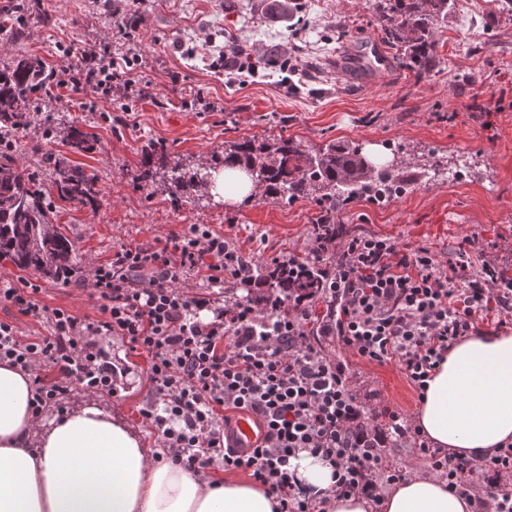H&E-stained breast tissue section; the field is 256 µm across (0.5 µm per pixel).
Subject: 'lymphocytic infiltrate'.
Masks as SVG:
<instances>
[{
	"mask_svg": "<svg viewBox=\"0 0 512 512\" xmlns=\"http://www.w3.org/2000/svg\"><path fill=\"white\" fill-rule=\"evenodd\" d=\"M133 66L127 58L66 73L72 88L89 85L107 94ZM473 245L463 238L460 260L444 266L425 247L411 251L373 235L346 238L341 261L327 272L322 313L292 298L283 314L273 300L259 306L212 296L215 288L248 285L253 261L207 225L193 224L164 245L120 247L92 267L101 311L93 321L39 305V281L0 286L1 304L48 328L47 335L24 340L0 321V361L32 375L38 414L77 390L114 392L115 370L96 339L120 338L150 357L146 377L155 400L142 417L161 434L171 463L194 472L222 463L276 494L280 512H317L290 470L291 458L306 451L333 467L335 493L375 498L407 471L383 466L382 434L371 433L369 412L343 366L311 337L333 336L368 360L396 361L416 390L425 391L448 351L478 333L483 313L497 311L503 326L512 322V277L490 263L473 268L466 259ZM199 271L206 288L189 292L184 276ZM230 410L260 423L255 448L231 445ZM389 426L412 440L473 512H512L511 443L472 461L430 448L420 429L398 415Z\"/></svg>",
	"mask_w": 512,
	"mask_h": 512,
	"instance_id": "lymphocytic-infiltrate-1",
	"label": "lymphocytic infiltrate"
}]
</instances>
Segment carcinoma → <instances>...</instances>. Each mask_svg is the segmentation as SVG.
<instances>
[{
    "mask_svg": "<svg viewBox=\"0 0 512 512\" xmlns=\"http://www.w3.org/2000/svg\"><path fill=\"white\" fill-rule=\"evenodd\" d=\"M449 2L377 0L375 25L383 40L399 52L396 60L417 72L434 68L435 29L439 20L448 16ZM51 80L58 82L60 77L31 57H16L0 66V255L9 257L21 270H33L49 282L65 283L77 268V250L74 239L52 224L54 199L95 205L99 195L95 178L48 151L42 153L37 168H15L10 150L20 134L41 121L32 89ZM92 129L89 124L72 121L63 130V142L72 152L88 153L97 141ZM155 158L162 169L168 170L171 200L179 203L188 193L204 197L211 179L198 167H187L179 161L169 164L161 143L145 146L146 169L135 179H154ZM212 161L243 168L268 197L286 203L311 199L331 215L347 199L384 200L415 179L406 166L374 167L355 142L331 141L313 155L292 138H276L259 145L253 139L241 138L224 143V153H214ZM41 170L52 173L54 191L49 194L43 191ZM290 264L294 265L291 270ZM324 276L325 269L307 257L290 262L273 260L255 269L254 282L259 288L247 291V300L262 305L276 296L285 304L290 297L316 298Z\"/></svg>",
    "mask_w": 512,
    "mask_h": 512,
    "instance_id": "carcinoma-1",
    "label": "carcinoma"
}]
</instances>
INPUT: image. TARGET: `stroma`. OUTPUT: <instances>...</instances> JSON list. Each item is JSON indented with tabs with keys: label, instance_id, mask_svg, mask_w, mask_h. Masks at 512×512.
Returning a JSON list of instances; mask_svg holds the SVG:
<instances>
[{
	"label": "stroma",
	"instance_id": "1",
	"mask_svg": "<svg viewBox=\"0 0 512 512\" xmlns=\"http://www.w3.org/2000/svg\"><path fill=\"white\" fill-rule=\"evenodd\" d=\"M37 19L20 14L15 27L0 29V64L17 56L40 58L54 68L78 65L83 51L103 60L136 58L131 87L117 86L111 99L92 87L37 99L46 123L29 129L13 152L16 167L32 168L51 151L95 175L96 207L58 203L52 222L74 238L78 266L64 284L44 282L41 305L97 318L99 302L86 282L89 267L108 261L119 247L165 241L192 224L225 236L256 263L312 255L319 209L308 199L283 203L262 195L238 205L221 198L173 203L163 187L136 182L142 148L163 142L169 158L209 165L225 141L293 138L309 152L329 140L391 144L404 154L434 153L449 166L464 165L453 182L422 179L394 200L378 205L353 200L334 222L343 235L369 234L408 249L428 248L440 263L457 261L463 237L474 240L473 268L491 262L512 276V19L490 15L482 0H454L437 26L439 63L418 75L391 63L375 82L347 81L336 59L347 44L380 41L373 24L376 0H288L289 12L309 28L294 34L289 12L273 0H32ZM141 23L133 39L118 26L129 16ZM238 45L263 63L258 75L218 72V50ZM290 54L302 93L286 89L269 55ZM93 125L92 152L75 154L47 126L70 120ZM322 353L345 364L355 393L388 414L413 418L419 399L399 364L368 361L334 337L317 341ZM103 347L117 368L116 391L97 396L106 412L136 434L151 455L163 456L160 437L142 419L154 395L146 380L147 354L115 338Z\"/></svg>",
	"mask_w": 512,
	"mask_h": 512
}]
</instances>
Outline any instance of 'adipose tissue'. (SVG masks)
<instances>
[{
    "label": "adipose tissue",
    "mask_w": 512,
    "mask_h": 512,
    "mask_svg": "<svg viewBox=\"0 0 512 512\" xmlns=\"http://www.w3.org/2000/svg\"><path fill=\"white\" fill-rule=\"evenodd\" d=\"M33 394L28 375L0 362V512H279L276 495L249 481L150 463L137 434L95 403L43 423ZM414 423L469 459L512 443V334L478 333L449 351ZM291 468L326 512H471L433 474L410 473L375 504L335 495L319 457L299 453Z\"/></svg>",
    "instance_id": "adipose-tissue-1"
}]
</instances>
